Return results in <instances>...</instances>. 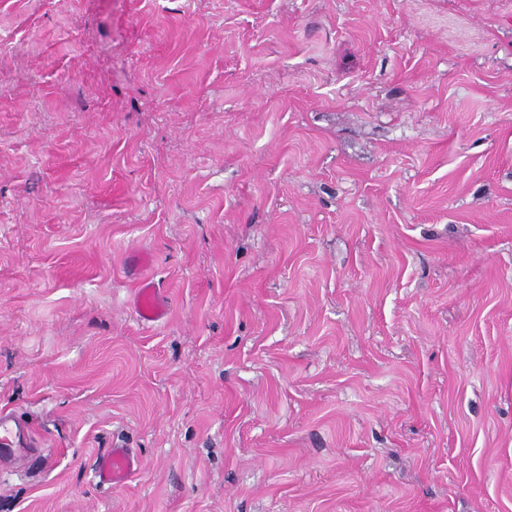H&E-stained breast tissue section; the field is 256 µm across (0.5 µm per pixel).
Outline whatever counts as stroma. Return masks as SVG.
I'll return each instance as SVG.
<instances>
[{
	"label": "stroma",
	"mask_w": 512,
	"mask_h": 512,
	"mask_svg": "<svg viewBox=\"0 0 512 512\" xmlns=\"http://www.w3.org/2000/svg\"><path fill=\"white\" fill-rule=\"evenodd\" d=\"M1 411L0 512H512V0H0ZM132 297L133 307L140 321L155 323L166 317L167 304L153 280L149 278L138 280ZM36 438L27 428L9 424L6 418L0 417V465L8 467L21 457L31 454L36 448ZM140 468V459L132 448L114 445L98 462L96 477L105 485L118 486L128 481Z\"/></svg>",
	"instance_id": "stroma-1"
}]
</instances>
